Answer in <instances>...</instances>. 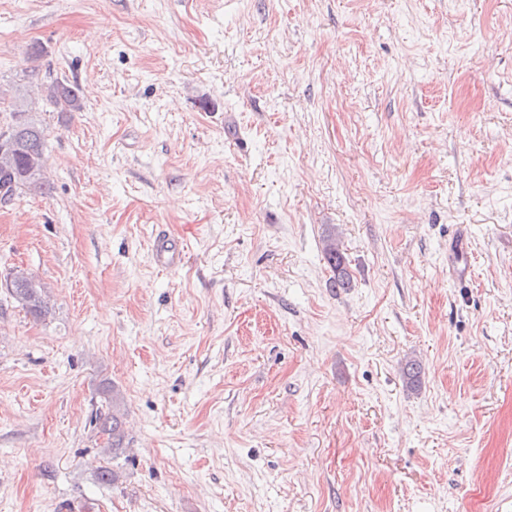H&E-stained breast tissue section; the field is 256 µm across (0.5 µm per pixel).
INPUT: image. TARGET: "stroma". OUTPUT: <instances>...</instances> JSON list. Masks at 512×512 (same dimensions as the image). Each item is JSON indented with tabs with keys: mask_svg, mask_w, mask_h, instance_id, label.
<instances>
[{
	"mask_svg": "<svg viewBox=\"0 0 512 512\" xmlns=\"http://www.w3.org/2000/svg\"><path fill=\"white\" fill-rule=\"evenodd\" d=\"M54 79L0 512H512V0H0V88ZM46 100L61 111H73L81 108L78 90L59 81L53 82L47 88ZM324 259L331 272L330 283L333 288H350L351 276L347 269L346 258L332 236L324 240ZM184 258V250L176 245L172 246L168 240H162L156 246L155 259L166 267H179L184 262ZM12 299L36 318H43L49 313L45 298L44 286L31 274L16 269L13 278V288L9 293ZM112 413H97V420L100 423L102 431L107 433L111 440L112 453H118L119 450L124 448L125 432L123 428L122 416L117 409L120 404L119 394L112 388Z\"/></svg>",
	"mask_w": 512,
	"mask_h": 512,
	"instance_id": "1",
	"label": "stroma"
}]
</instances>
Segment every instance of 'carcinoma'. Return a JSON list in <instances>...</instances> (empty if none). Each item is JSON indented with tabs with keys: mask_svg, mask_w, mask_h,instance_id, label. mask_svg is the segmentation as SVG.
Instances as JSON below:
<instances>
[{
	"mask_svg": "<svg viewBox=\"0 0 512 512\" xmlns=\"http://www.w3.org/2000/svg\"><path fill=\"white\" fill-rule=\"evenodd\" d=\"M46 100L53 107L63 111L81 108L78 90L59 81L47 88ZM18 117L22 119V123L16 133V144L10 149V157L6 158L0 153V189H10L14 182L23 178H31L40 186L45 183L46 132L25 108L24 99L17 95L11 101L10 121L13 122ZM323 253L331 272V286L343 289L351 287L346 258L333 237L329 236L324 240ZM10 296L36 318H43L49 313L44 286L21 269L15 270ZM403 374L409 386L415 388L421 383L422 370L417 361H407L403 367ZM111 401L112 411L97 415V420L102 431L107 433L111 440L112 453L116 454L123 448L125 432L118 410L120 396L117 392H112Z\"/></svg>",
	"mask_w": 512,
	"mask_h": 512,
	"instance_id": "obj_1",
	"label": "carcinoma"
}]
</instances>
